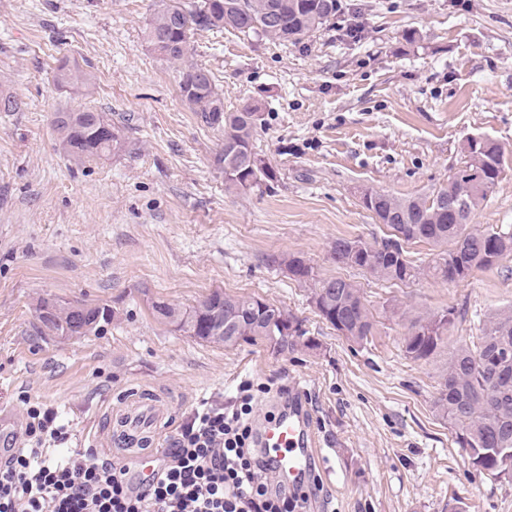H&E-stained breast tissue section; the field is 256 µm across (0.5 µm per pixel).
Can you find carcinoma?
Listing matches in <instances>:
<instances>
[{
  "label": "carcinoma",
  "mask_w": 512,
  "mask_h": 512,
  "mask_svg": "<svg viewBox=\"0 0 512 512\" xmlns=\"http://www.w3.org/2000/svg\"><path fill=\"white\" fill-rule=\"evenodd\" d=\"M339 0H162L146 21L148 47L162 57L182 64L179 90L182 99L201 122L221 132L214 163L224 173V184L236 191L250 190L275 178L272 166L250 167L258 156L254 140L264 118L247 104L224 110V95L208 70L187 62L191 36L197 30L226 29L265 36L297 45L313 32L338 20ZM60 89L89 96L92 78L75 62L54 70ZM52 126L67 156L81 163L117 154L125 148L123 131L112 117L88 107L53 114ZM461 165L448 175V183L430 194L399 198L367 192L361 198L373 218L394 230L393 237L407 244L426 243L435 254L420 267L408 251L391 239L367 241L338 238L331 247L336 265L354 268L385 282H400L420 275L448 283L460 282L477 269H489L512 256V228L477 230L474 212L488 201L504 174V152L493 139L463 148ZM460 203L459 213L448 210V198ZM274 262L288 267L295 280L311 285V303L324 311L331 326L341 322L343 336L363 344L374 335L376 320L360 289L343 278L316 279L303 259L281 255ZM157 320L192 337L233 348L242 342H261L279 354L309 348L302 321L253 296L214 290L187 309L163 300L152 302ZM116 312L107 304L55 300L51 312L38 316L34 325L41 336L97 335L112 324ZM457 311L453 308L425 312L410 319L402 349L413 361L433 357L448 338ZM295 323L293 333L283 321ZM435 413L454 429L456 443L476 472L499 475L512 472V309L493 313L478 341L460 342L448 350L432 400Z\"/></svg>",
  "instance_id": "obj_1"
}]
</instances>
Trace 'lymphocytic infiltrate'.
Listing matches in <instances>:
<instances>
[{"label": "lymphocytic infiltrate", "instance_id": "f902f5d3", "mask_svg": "<svg viewBox=\"0 0 512 512\" xmlns=\"http://www.w3.org/2000/svg\"><path fill=\"white\" fill-rule=\"evenodd\" d=\"M253 381L233 404L206 399L176 427L147 487L96 448L60 456L72 433L57 412L26 409L24 444L0 463V512H307L308 496L272 488L276 468L256 446Z\"/></svg>", "mask_w": 512, "mask_h": 512}]
</instances>
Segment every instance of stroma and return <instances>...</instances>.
<instances>
[{"label": "stroma", "mask_w": 512, "mask_h": 512, "mask_svg": "<svg viewBox=\"0 0 512 512\" xmlns=\"http://www.w3.org/2000/svg\"><path fill=\"white\" fill-rule=\"evenodd\" d=\"M160 0H0V411L55 410L72 446L92 444L131 389L174 399L181 422L240 380L305 395L318 448L311 512H512V476L477 475L432 407L448 361L402 351L409 314L456 309L448 341L475 340L512 308V257L448 284L385 283L330 256L339 238L384 237L363 193L430 194L459 166L466 138L501 143L505 172L472 216L512 224V0H354L360 39L325 26L293 46L198 30L190 60L224 105L258 107L256 151L276 177L224 187L220 134L182 101L175 65L143 30ZM93 77L81 97L51 75L62 59ZM88 106L125 126V152L82 164L60 153L53 112ZM291 254L317 278L355 281L376 319L355 344L323 320L308 285L271 262ZM252 295L302 321L316 345L285 355L227 349L159 323L151 303L188 308L214 290ZM107 304L98 336L36 335L39 298Z\"/></svg>", "instance_id": "1"}]
</instances>
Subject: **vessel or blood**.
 <instances>
[{
  "mask_svg": "<svg viewBox=\"0 0 512 512\" xmlns=\"http://www.w3.org/2000/svg\"><path fill=\"white\" fill-rule=\"evenodd\" d=\"M171 416V404L154 393L142 391L134 404L110 409L108 431L101 436L104 447L135 449L140 477H150L154 457V426ZM262 448L276 463L280 480L289 494H302L316 439L309 410L300 403L289 404L287 412L266 420L260 430Z\"/></svg>",
  "mask_w": 512,
  "mask_h": 512,
  "instance_id": "1",
  "label": "vessel or blood"
}]
</instances>
